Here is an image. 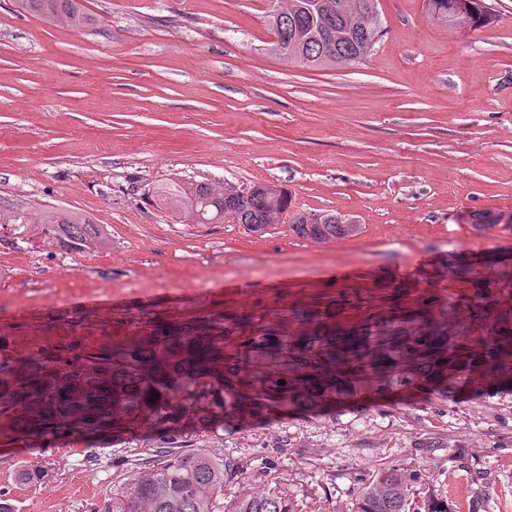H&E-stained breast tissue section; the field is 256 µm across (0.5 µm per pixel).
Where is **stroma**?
<instances>
[{"label": "stroma", "mask_w": 512, "mask_h": 512, "mask_svg": "<svg viewBox=\"0 0 512 512\" xmlns=\"http://www.w3.org/2000/svg\"><path fill=\"white\" fill-rule=\"evenodd\" d=\"M481 28L427 18L425 0H378L383 35L363 62L311 70L270 53L275 0H83L78 32L0 0V199L53 203L106 230L108 250L0 242V361L71 359L166 323L247 313L234 341L294 312L348 328L423 298H473L512 277V0ZM173 178L288 190L358 235L316 243L279 224H178L153 205ZM466 270L448 275L449 262ZM175 445L235 459L216 499L275 490L298 512H351L362 480L395 465L448 512H512V382L452 396L363 385L318 411H272ZM162 441L127 422L34 438L0 426V499L14 512H118ZM46 477L21 484L20 470Z\"/></svg>", "instance_id": "35a3bbf8"}]
</instances>
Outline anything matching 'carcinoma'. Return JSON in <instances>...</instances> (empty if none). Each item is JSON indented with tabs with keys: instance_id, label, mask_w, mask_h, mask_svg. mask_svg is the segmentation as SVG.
<instances>
[{
	"instance_id": "cac0c4a2",
	"label": "carcinoma",
	"mask_w": 512,
	"mask_h": 512,
	"mask_svg": "<svg viewBox=\"0 0 512 512\" xmlns=\"http://www.w3.org/2000/svg\"><path fill=\"white\" fill-rule=\"evenodd\" d=\"M269 24L271 51L308 69L355 65L381 37L377 0H282ZM21 10L48 23L81 31L92 24L81 0H16ZM428 15L442 22L482 27L491 21L484 0H426ZM154 205L178 224L242 225L263 234L288 223L296 235L325 243L355 235L359 227L328 211L293 210L284 188L253 184L225 193L224 184L171 179L152 189ZM483 230L501 224L492 211L476 214ZM0 229L54 240L64 248L105 251L110 239L88 215L45 204L35 211L0 202ZM491 283L477 285L479 300L450 306L444 319L425 309L382 313L348 329H328L316 312L296 315L291 333L262 326L228 350V327L215 322L159 326L127 346L64 360L39 355L0 362V419L32 436L97 434L122 420L167 432L174 416L214 395L220 413L197 422L264 417L321 409L368 381L379 391L413 385L452 394L477 375L486 382L512 376V306L488 299ZM159 398L150 402L153 394ZM236 475L235 462L196 450H161L122 491L121 512H213L214 499ZM415 476L397 466L374 471L356 493L352 512H418ZM229 512H297L283 494L257 492Z\"/></svg>"
}]
</instances>
